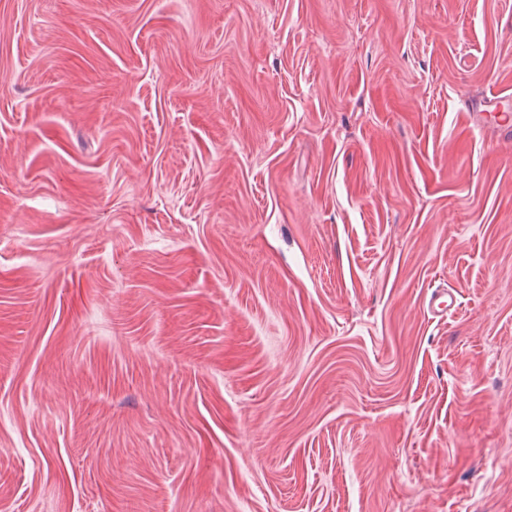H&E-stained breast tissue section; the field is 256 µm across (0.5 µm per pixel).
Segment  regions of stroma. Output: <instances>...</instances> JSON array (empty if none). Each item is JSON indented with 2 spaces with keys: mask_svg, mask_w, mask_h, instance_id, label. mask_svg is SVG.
Masks as SVG:
<instances>
[{
  "mask_svg": "<svg viewBox=\"0 0 512 512\" xmlns=\"http://www.w3.org/2000/svg\"><path fill=\"white\" fill-rule=\"evenodd\" d=\"M495 92L512 0H0V512H512Z\"/></svg>",
  "mask_w": 512,
  "mask_h": 512,
  "instance_id": "stroma-1",
  "label": "stroma"
}]
</instances>
